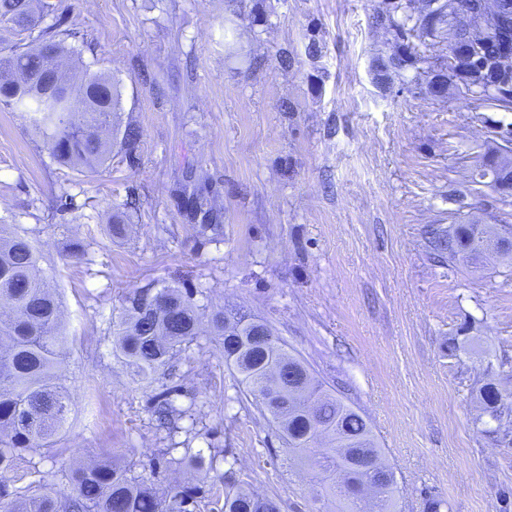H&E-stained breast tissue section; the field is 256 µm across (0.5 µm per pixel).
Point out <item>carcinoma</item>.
Masks as SVG:
<instances>
[{"label":"carcinoma","mask_w":512,"mask_h":512,"mask_svg":"<svg viewBox=\"0 0 512 512\" xmlns=\"http://www.w3.org/2000/svg\"><path fill=\"white\" fill-rule=\"evenodd\" d=\"M483 0H382L376 23L392 35L393 52L379 60L376 79L385 84L393 72L415 70L413 82L431 86L439 82L457 88L466 108L473 112L493 106L512 112V59L499 54V42H512V17L494 22L482 33L462 20L459 12L481 19ZM47 8L44 0H0V24L17 42L0 54V108L23 112L32 130L43 138L55 160L77 171L112 159V149L131 153L141 130L122 123L118 82L107 74L77 75L71 65L76 51L53 28H39ZM448 26V40L466 43L469 54L456 63L438 67L422 64L427 58L410 46L414 38L428 47ZM39 30L37 38L23 35ZM485 164L472 178L488 185L506 174L503 160L490 148ZM0 226V467L23 451L50 445L65 426L70 396L57 383V372L67 358L68 336L61 320V301L39 268L41 253L18 227L8 237ZM495 238L498 254L512 265V227L492 232L488 225L454 224L448 229V260L476 264L485 255L482 240ZM212 334L224 350L235 348L237 358L224 363L239 375L247 394L261 414L270 416L291 458L303 461L327 442L314 463L323 491L336 504V512H364L363 488L375 487L371 512H398L394 471L383 462L355 471V456L381 458L370 422L360 410L328 393L306 364L277 343L272 349L251 332L258 321H226L224 311L213 314ZM202 321L192 293L164 285L136 291L125 298L112 321V355L133 378L150 382L172 366L183 347L199 335ZM167 389L157 396L159 413L169 430L178 429L185 411L174 404ZM482 415L498 422L512 414L497 384H483L477 396ZM70 494L38 483L13 491L0 484V512H195L201 489L177 485L153 489L146 477L130 465L102 462L68 467ZM224 512H280L276 500L247 491L230 490Z\"/></svg>","instance_id":"obj_1"}]
</instances>
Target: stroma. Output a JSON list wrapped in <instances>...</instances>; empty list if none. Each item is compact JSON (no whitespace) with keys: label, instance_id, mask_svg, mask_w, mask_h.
Instances as JSON below:
<instances>
[{"label":"stroma","instance_id":"obj_1","mask_svg":"<svg viewBox=\"0 0 512 512\" xmlns=\"http://www.w3.org/2000/svg\"><path fill=\"white\" fill-rule=\"evenodd\" d=\"M50 2L44 25L80 32L84 65L118 80L122 118L142 137L131 156L79 173L24 113L0 110V224L27 230L57 289L72 403L50 447L17 455L0 483L65 493V464L115 459L164 487L190 478L169 457L199 453L214 468L199 475L198 512H224L228 469L281 512H334L313 462L290 460L208 332L149 385L113 357L125 296L166 284L188 288L202 320L221 309L261 319L359 408L402 512L430 497L441 512H502L512 433H485L476 389L490 379L512 392V268L448 263L434 241L452 224L512 225L491 189L470 191L512 112L433 98L409 70L379 84L374 63L392 51L374 19L382 0ZM196 192L211 197L219 232L186 217ZM120 211L126 231L109 237ZM73 239L84 256H71ZM171 386L188 411L172 435L152 413Z\"/></svg>","mask_w":512,"mask_h":512}]
</instances>
